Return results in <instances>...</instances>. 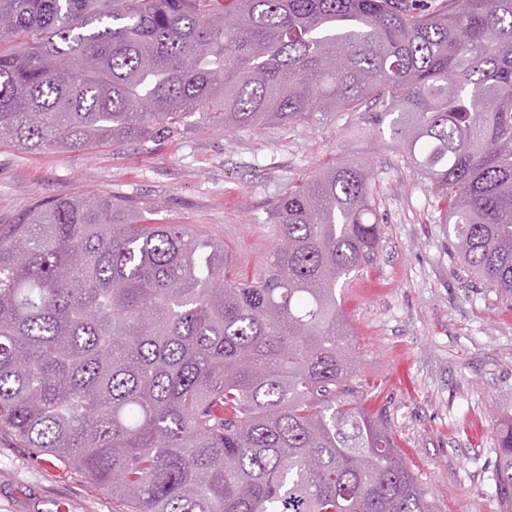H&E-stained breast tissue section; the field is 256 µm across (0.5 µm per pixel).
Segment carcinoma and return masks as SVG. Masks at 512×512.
Masks as SVG:
<instances>
[{"label":"carcinoma","mask_w":512,"mask_h":512,"mask_svg":"<svg viewBox=\"0 0 512 512\" xmlns=\"http://www.w3.org/2000/svg\"><path fill=\"white\" fill-rule=\"evenodd\" d=\"M430 186L474 279L512 296V0H0V143L36 151L358 112ZM380 186L320 168L267 206L252 280L132 202L0 222V433L127 512H432L385 412L350 397L340 299L379 257ZM494 465L512 512V416Z\"/></svg>","instance_id":"cac0c4a2"}]
</instances>
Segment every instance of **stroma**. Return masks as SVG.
<instances>
[{
  "label": "stroma",
  "instance_id": "stroma-1",
  "mask_svg": "<svg viewBox=\"0 0 512 512\" xmlns=\"http://www.w3.org/2000/svg\"><path fill=\"white\" fill-rule=\"evenodd\" d=\"M357 112L289 133L184 131L147 143L32 153L0 146V218L37 200L135 199L163 224L223 241L254 277L279 239L267 205L330 161H364L382 185L379 258L342 294L355 331V397L385 409L395 440L430 491L433 512H499L492 472L498 427L512 415V297L474 283L429 187ZM126 512L82 471L0 434V512Z\"/></svg>",
  "mask_w": 512,
  "mask_h": 512
}]
</instances>
